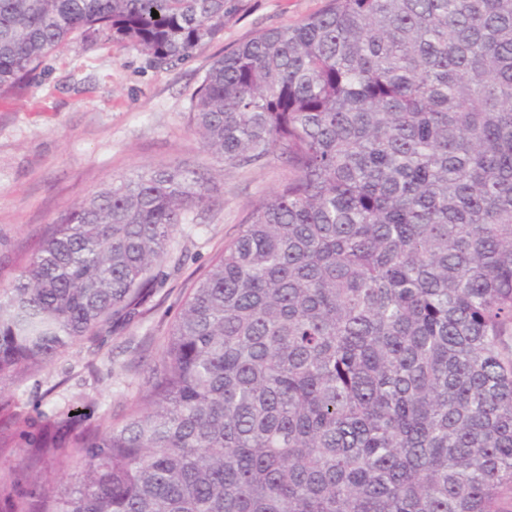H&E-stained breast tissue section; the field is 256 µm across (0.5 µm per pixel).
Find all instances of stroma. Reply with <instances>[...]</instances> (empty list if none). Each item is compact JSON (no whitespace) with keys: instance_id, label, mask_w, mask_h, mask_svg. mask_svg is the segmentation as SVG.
Instances as JSON below:
<instances>
[{"instance_id":"obj_1","label":"stroma","mask_w":512,"mask_h":512,"mask_svg":"<svg viewBox=\"0 0 512 512\" xmlns=\"http://www.w3.org/2000/svg\"><path fill=\"white\" fill-rule=\"evenodd\" d=\"M243 2L223 32L185 61L159 67L132 46L76 38L47 57L20 90L0 95L1 256L30 245L59 211L112 179L203 162L185 114L207 65L259 32L298 24L325 4ZM286 175L275 160L217 172L207 205L173 234L154 309L112 332L77 340L52 364L9 383L25 413L37 419L71 410L94 421L108 413L121 423L183 296L237 236L251 202Z\"/></svg>"}]
</instances>
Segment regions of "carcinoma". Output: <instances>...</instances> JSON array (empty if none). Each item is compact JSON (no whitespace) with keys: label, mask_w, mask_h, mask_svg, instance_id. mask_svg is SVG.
<instances>
[{"label":"carcinoma","mask_w":512,"mask_h":512,"mask_svg":"<svg viewBox=\"0 0 512 512\" xmlns=\"http://www.w3.org/2000/svg\"><path fill=\"white\" fill-rule=\"evenodd\" d=\"M242 7L0 0V94L76 35L184 60ZM187 123L288 175L120 424L32 419L6 383L139 312L212 173L114 179L44 227L0 285V456L26 449L0 512H512V0H327L214 58Z\"/></svg>","instance_id":"carcinoma-1"}]
</instances>
